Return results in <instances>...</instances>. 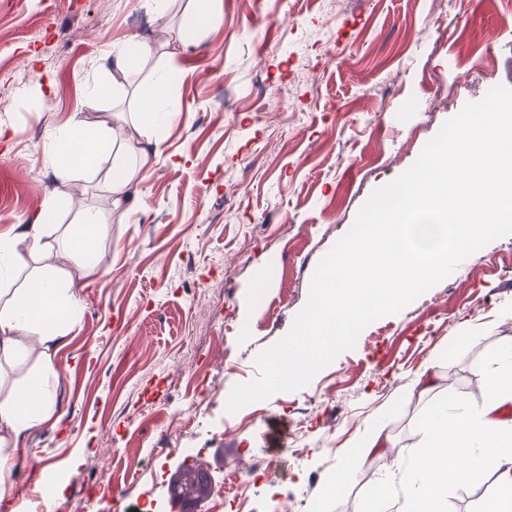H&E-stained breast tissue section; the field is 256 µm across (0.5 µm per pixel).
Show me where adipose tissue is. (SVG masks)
<instances>
[{
	"mask_svg": "<svg viewBox=\"0 0 512 512\" xmlns=\"http://www.w3.org/2000/svg\"><path fill=\"white\" fill-rule=\"evenodd\" d=\"M167 75L157 76L133 114L140 135L134 145L136 165L116 161L114 138L86 114L75 113L67 129L51 134L49 152L56 162L60 183H68L108 162L113 204L122 207L135 201L139 186L159 152L154 129L170 124L175 113L167 105ZM55 209L46 206L38 223L18 224L0 235V272L16 271L24 276L20 288L0 287V366L18 356L37 351L40 377L24 388L0 385V492L12 486L19 446L34 428L52 419L54 398L48 377L54 372V356L74 319L71 283L61 269L46 264L54 244L49 230ZM106 228L100 218L86 211L64 235L69 254L82 257L87 270ZM512 403V386L492 384L480 407L458 413L439 410L430 420V437L421 450L419 470L405 473L402 487L407 512H446L449 482L474 481L486 463H496V493L483 512H512V421L499 419L504 405Z\"/></svg>",
	"mask_w": 512,
	"mask_h": 512,
	"instance_id": "1",
	"label": "adipose tissue"
}]
</instances>
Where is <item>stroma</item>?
<instances>
[{"instance_id":"35a3bbf8","label":"stroma","mask_w":512,"mask_h":512,"mask_svg":"<svg viewBox=\"0 0 512 512\" xmlns=\"http://www.w3.org/2000/svg\"><path fill=\"white\" fill-rule=\"evenodd\" d=\"M149 3L0 0V234L52 198L58 224L86 210L107 224L98 273L52 258L77 301L51 379L60 423L24 439L11 491L26 512L58 482L64 512H166L159 477L177 472L168 449L180 443L208 460L223 450V512L374 506L380 483L398 489L418 468L435 407L478 404L492 359L512 348V235L371 323L307 386L258 402L250 427L224 429L222 396L289 332L371 193L466 104L512 87V0H214L222 21L201 30L191 0H171L158 22ZM137 38L152 46L141 67L113 69ZM163 71L179 113L157 133L138 201L114 209L102 169L60 186L47 134L84 112L119 135ZM96 83L121 94L88 104ZM427 365L432 391L409 395ZM172 420L180 436L165 434ZM367 422L387 451L354 450ZM256 456L277 469L275 487L245 477ZM344 459L346 478L327 488ZM105 472L120 501L100 490Z\"/></svg>"}]
</instances>
